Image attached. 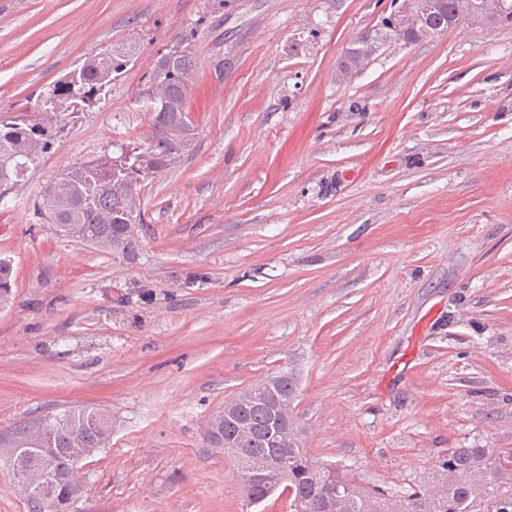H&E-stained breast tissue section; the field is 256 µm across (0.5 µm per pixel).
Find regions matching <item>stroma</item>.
<instances>
[{"label":"stroma","mask_w":512,"mask_h":512,"mask_svg":"<svg viewBox=\"0 0 512 512\" xmlns=\"http://www.w3.org/2000/svg\"><path fill=\"white\" fill-rule=\"evenodd\" d=\"M389 3L0 0V112L137 46L0 200V442L112 415L68 512H246L201 425L276 372L297 382L308 454L367 487L427 484L452 448H512V25L394 44L338 80ZM182 33L196 148L146 185L130 264L35 203L148 134L140 92Z\"/></svg>","instance_id":"1"}]
</instances>
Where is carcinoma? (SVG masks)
I'll use <instances>...</instances> for the list:
<instances>
[{
	"label": "carcinoma",
	"mask_w": 512,
	"mask_h": 512,
	"mask_svg": "<svg viewBox=\"0 0 512 512\" xmlns=\"http://www.w3.org/2000/svg\"><path fill=\"white\" fill-rule=\"evenodd\" d=\"M474 14L484 26L512 24V0H471ZM456 0H437V5L422 12L421 27L442 33L459 25L455 19ZM183 36L176 50L160 54L153 65L141 95L159 104L145 110L151 114V130L143 139L117 146V152L76 163L45 185L38 210L45 222L56 226L62 235L90 247L112 253L130 262L137 256L136 225L143 223L142 193L146 182L170 170L195 146L196 124L188 110L195 60ZM135 55V47L118 45L87 58L70 81L59 80L37 108L25 112H0V182L14 185L24 179L48 150L51 139L65 130L100 100ZM265 381L272 390L238 409L251 429L246 453L238 451L224 424H218L211 446L238 459L242 475H247V459L288 458L285 470L271 472L270 480L291 493V501L303 500L310 512H331L330 503L345 500V512H512V450L500 448H450L439 469L452 470L457 479L443 496L424 505L427 488L411 489L400 495L385 489H367L350 480L330 465L317 468L302 448L301 439L286 448L274 444L271 429L275 406L296 400V384L285 374L271 375ZM110 413L101 408H83L64 415L65 422L52 426L45 447L55 454L52 466L65 470L75 448H103L110 431L105 419ZM485 474L483 484L475 486L468 476ZM33 512H64L70 493L59 489L53 499L25 494Z\"/></svg>",
	"instance_id": "1"
}]
</instances>
